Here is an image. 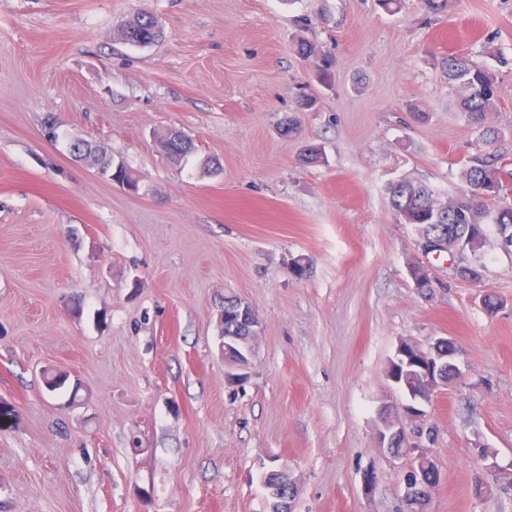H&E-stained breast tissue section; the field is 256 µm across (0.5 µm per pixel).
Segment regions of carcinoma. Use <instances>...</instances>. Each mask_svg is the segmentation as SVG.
Instances as JSON below:
<instances>
[{"label":"carcinoma","mask_w":512,"mask_h":512,"mask_svg":"<svg viewBox=\"0 0 512 512\" xmlns=\"http://www.w3.org/2000/svg\"><path fill=\"white\" fill-rule=\"evenodd\" d=\"M121 36L128 44L145 48L161 40L164 32L158 20L144 11L121 27ZM442 66L458 106L472 119L485 121L495 108L494 74L461 54L448 55ZM171 147L169 158L179 161L192 150V143L180 134L171 140ZM70 152L81 160L103 165L104 175L124 180L134 189H139L124 161L106 153L95 155L90 142L77 138L70 143ZM462 181L463 189L446 207L436 202L427 186L406 180L390 184L389 199L399 223L414 226L423 239L435 237L450 224L456 225V231L461 234L468 233L478 239L477 247L470 251L474 261L461 266L459 274L466 280L470 271L478 281L482 279L483 265L477 255L489 245L488 226H495L498 241L509 238V246L512 247V205L502 202V198L512 191V171L498 164L497 158L491 154L478 150L467 157Z\"/></svg>","instance_id":"carcinoma-1"}]
</instances>
